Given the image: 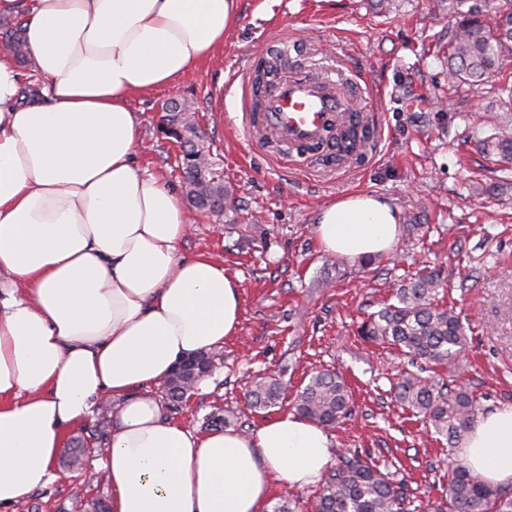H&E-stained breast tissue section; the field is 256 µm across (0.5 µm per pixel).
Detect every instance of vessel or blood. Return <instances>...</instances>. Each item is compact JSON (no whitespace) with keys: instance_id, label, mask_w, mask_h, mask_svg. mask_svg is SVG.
<instances>
[{"instance_id":"vessel-or-blood-1","label":"vessel or blood","mask_w":512,"mask_h":512,"mask_svg":"<svg viewBox=\"0 0 512 512\" xmlns=\"http://www.w3.org/2000/svg\"><path fill=\"white\" fill-rule=\"evenodd\" d=\"M240 104L244 129L260 123L274 140L300 153L329 146L336 158H356L367 155L381 133L373 117L348 111L338 81L289 72L284 58L260 90L242 84Z\"/></svg>"}]
</instances>
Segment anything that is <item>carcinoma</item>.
I'll return each mask as SVG.
<instances>
[{
  "label": "carcinoma",
  "mask_w": 512,
  "mask_h": 512,
  "mask_svg": "<svg viewBox=\"0 0 512 512\" xmlns=\"http://www.w3.org/2000/svg\"><path fill=\"white\" fill-rule=\"evenodd\" d=\"M512 64V3L493 15L465 17L451 31L448 43V74L459 82H474ZM171 113L166 134L179 142L188 158L183 163L187 195L200 210L222 212L236 208L232 192L224 186L211 163L194 142L196 126L177 99L167 103ZM488 152L512 161V139L497 135L485 140ZM441 281L434 272H420L408 284L396 289L397 303H385L369 314L358 335L373 344H390L415 362L416 370L404 372L393 384L395 398L423 416L434 431L448 438L449 444L462 441L476 411V401L463 386L451 387L438 367L451 368L463 352L466 332L453 308L439 304ZM215 354H202L186 361L181 371L165 382L169 404L175 408L188 402L199 382L211 375ZM429 375H424V372ZM282 383L274 375L256 382L247 393L252 409L267 410L280 399ZM296 410L331 429L351 415V392L339 373L326 369L313 373L294 398ZM108 443L100 429L88 437L72 441V460L78 465L89 444ZM403 492L388 474L358 456L339 459L320 484L316 512H400ZM427 512H512V494L497 485L483 482L457 466L448 474L441 497L428 501Z\"/></svg>",
  "instance_id": "carcinoma-1"
}]
</instances>
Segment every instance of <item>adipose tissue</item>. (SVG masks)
<instances>
[{
    "label": "adipose tissue",
    "instance_id": "obj_1",
    "mask_svg": "<svg viewBox=\"0 0 512 512\" xmlns=\"http://www.w3.org/2000/svg\"><path fill=\"white\" fill-rule=\"evenodd\" d=\"M238 0H0L24 15L42 88L23 98L0 54V512L55 478L66 431L112 406L100 466L111 512H263L273 482L315 484L327 432L295 412L251 433L198 434L149 390L241 324L237 281L188 257L187 210L138 168L134 95L173 85L224 44ZM398 213L352 194L321 210L327 254L391 253ZM459 461L512 483V406L478 416Z\"/></svg>",
    "mask_w": 512,
    "mask_h": 512
}]
</instances>
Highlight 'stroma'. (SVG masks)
<instances>
[{
    "label": "stroma",
    "mask_w": 512,
    "mask_h": 512,
    "mask_svg": "<svg viewBox=\"0 0 512 512\" xmlns=\"http://www.w3.org/2000/svg\"><path fill=\"white\" fill-rule=\"evenodd\" d=\"M452 2L239 0L223 50L173 86L131 100L141 124V169L183 191L180 146L164 133V107L178 99L194 112L200 142L237 206L220 217L196 213L181 250L212 255L238 280L240 331L225 341L207 385L164 418L199 433L220 406L231 429L249 432L290 410L313 372L338 371L355 408L330 430L332 451L389 473L404 489L403 512H425L441 495L458 451L395 399L391 385L410 369L409 357L356 334L368 313L394 302L396 285L423 267L439 274L440 301L455 307L468 336L457 381L472 390L478 413L512 406V171L482 149L485 137L512 127V112L499 107L512 69L475 86L449 79L455 14L493 6L464 0L455 11ZM273 29L286 36L294 67L328 77L343 72L353 111L380 118L383 136L371 155L330 169L319 155L300 159L243 133L231 83L246 55L271 48ZM353 193L377 195L399 211L402 230L380 265L327 255L317 242L318 212ZM276 371L285 386L277 407L249 409L245 391ZM105 455L89 449L77 470L57 457L55 481L16 512H72L78 499L111 500L104 471L94 468Z\"/></svg>",
    "instance_id": "stroma-1"
}]
</instances>
